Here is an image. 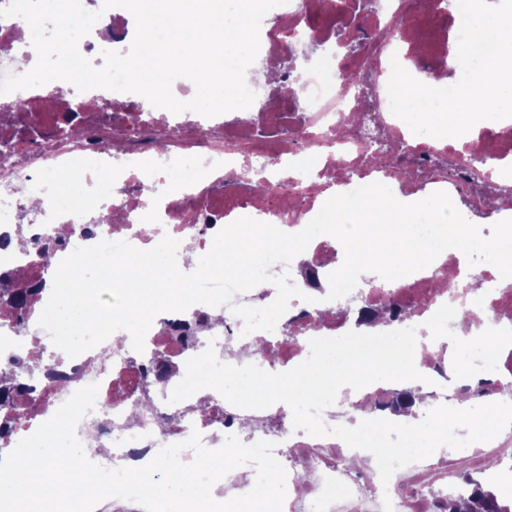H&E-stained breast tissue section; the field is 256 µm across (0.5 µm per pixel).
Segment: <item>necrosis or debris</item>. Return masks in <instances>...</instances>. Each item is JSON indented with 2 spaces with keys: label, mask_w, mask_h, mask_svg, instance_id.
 Wrapping results in <instances>:
<instances>
[{
  "label": "necrosis or debris",
  "mask_w": 512,
  "mask_h": 512,
  "mask_svg": "<svg viewBox=\"0 0 512 512\" xmlns=\"http://www.w3.org/2000/svg\"><path fill=\"white\" fill-rule=\"evenodd\" d=\"M355 2L288 0L271 9V22L260 28L259 59L289 45L304 48L319 41L324 48L304 81L285 70L279 83L265 86L266 96L277 100L272 112H226L210 118L191 111L159 112L145 108L135 93L77 95L63 82L48 91L39 86L0 95V142L6 145L0 157V266L24 287L37 284L43 275L41 260L16 256L8 247L19 223L30 236L58 240L52 256L56 263L76 247L102 240L150 249L165 234L208 256L221 246L225 226L244 216L302 228L320 211L331 188L350 191L374 182L407 197L443 191L464 204L467 215L504 220L496 204L512 196V181L500 177L512 165V118L487 121L474 137L416 135L391 113L382 80L391 58L407 61L405 40L425 16L430 19L425 38L432 54L416 66L414 77L431 79L432 68L440 67L459 80L461 66L453 52L461 26L457 0H372V10L360 25L351 9ZM82 5L101 11L106 28L83 37L80 53L96 65L103 51L127 53L135 35L130 12L104 9L103 0H82ZM340 30L356 37V52L337 51ZM36 61L28 24L16 17L0 18V76L24 74L26 65ZM348 71L355 73V83L344 82ZM20 103L26 105L39 137L19 130L12 120ZM68 114L75 117L73 130L56 131L57 122ZM376 137L399 146L402 161L372 163L370 143ZM104 170L110 171L122 197L101 189L97 176ZM239 170L249 171L269 189L266 202L255 203L234 181ZM65 171L94 202L90 227L77 222L73 198L57 190L58 176ZM169 171L187 178L179 195L147 182L148 176ZM147 192L153 195L149 205L141 200ZM34 197L49 199V207L31 209ZM343 260L335 238L320 235L309 243L306 257L272 266L271 274L289 273L303 296L291 300L271 332L242 335V322L231 310L235 304H270L277 295L271 284L235 295L229 306L198 304L189 311L160 313L158 331L140 352L133 349L130 334L119 330L71 358L56 353L44 328L22 334L1 317V368L18 356L35 367L56 366L65 376L61 382L46 380L38 392L15 405L18 430L31 435L75 391L95 383L96 406L79 421L75 434L81 441L90 434L97 437L98 447L85 454L100 466L130 467L142 460L160 465L172 456L191 465L199 453L242 448L246 454L238 461L239 486L247 495H259L264 466L278 463L287 489L279 512H444L449 496L466 491L467 478L494 480L497 467L512 469V426L472 447L439 448L398 469L385 484L371 453L349 448L336 437L295 429L283 408L241 409L211 396L202 412L187 401L169 400L185 376L187 360L207 346H214L223 363L285 372L308 357L311 338L361 331L353 308L395 301L407 312L390 327L416 330L417 380L426 391L427 408L460 401L461 390L478 378L498 401L512 402V278L501 277L489 264L480 270L487 288L474 304L485 310V322L504 338L491 351L474 340L482 324L469 327L466 341L453 332L446 307L465 301L462 282L470 267L451 250L440 253L429 271L394 281L373 278L370 287L355 289L351 307L326 298L328 276ZM199 315L211 316L210 326L181 339L182 328ZM157 357L174 364L176 373L143 384L140 369L150 368ZM401 385L393 379L358 390L344 387L322 419L330 426H354L361 410L371 419L391 418V411L378 401L385 388Z\"/></svg>",
  "instance_id": "obj_1"
}]
</instances>
